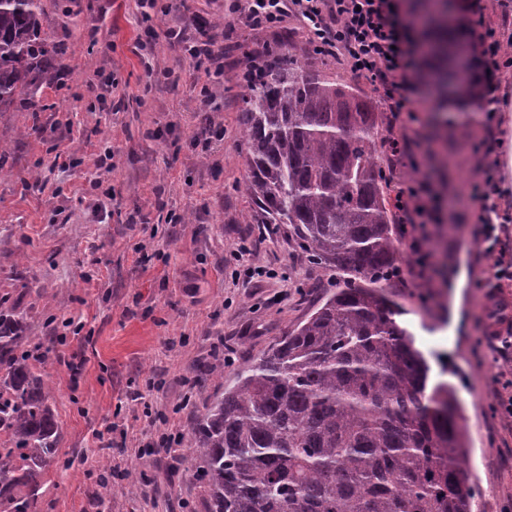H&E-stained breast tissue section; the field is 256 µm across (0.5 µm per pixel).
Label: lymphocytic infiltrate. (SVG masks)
Masks as SVG:
<instances>
[{
    "instance_id": "obj_1",
    "label": "lymphocytic infiltrate",
    "mask_w": 512,
    "mask_h": 512,
    "mask_svg": "<svg viewBox=\"0 0 512 512\" xmlns=\"http://www.w3.org/2000/svg\"><path fill=\"white\" fill-rule=\"evenodd\" d=\"M236 11L251 29L279 32L288 17L297 18L307 42L317 54L340 57L351 74L369 83L379 93L393 118L411 111L408 92L412 84L414 45L410 25L399 15L396 0H236ZM169 40L182 44L195 63L194 81L206 102L214 97L208 87L214 73L212 64L223 56L209 28H197L187 36L184 26L167 31ZM469 53L493 72H512V52L500 30L484 28L468 47ZM478 204L477 222L485 254L498 251L502 234L512 224V213L500 210L495 198L498 184L491 167H482L467 185ZM397 209L402 223L432 224L436 214L424 182L400 190Z\"/></svg>"
}]
</instances>
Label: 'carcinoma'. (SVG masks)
<instances>
[{"label":"carcinoma","mask_w":512,"mask_h":512,"mask_svg":"<svg viewBox=\"0 0 512 512\" xmlns=\"http://www.w3.org/2000/svg\"><path fill=\"white\" fill-rule=\"evenodd\" d=\"M42 0H0V110L35 107L61 48L41 37ZM458 103L470 85L448 62ZM241 108L252 224H290L336 290L241 369L190 433L207 512H471L476 486L454 389L385 288L401 270L375 113L351 87L290 56L248 83ZM14 315L0 312V507L36 512L57 453L50 388Z\"/></svg>","instance_id":"cac0c4a2"}]
</instances>
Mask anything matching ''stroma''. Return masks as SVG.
Wrapping results in <instances>:
<instances>
[{"label": "stroma", "instance_id": "obj_1", "mask_svg": "<svg viewBox=\"0 0 512 512\" xmlns=\"http://www.w3.org/2000/svg\"><path fill=\"white\" fill-rule=\"evenodd\" d=\"M398 0L403 17L427 10L462 32L463 69L482 100L484 66L467 57L473 15L512 33L499 0ZM231 0L192 9L233 51L203 103L193 67L166 31L179 0H157L152 44L142 45L136 0H43L42 36L60 46L40 112H0V310L20 318L44 356L58 432L57 460L42 476L39 512H207L185 439L236 373L303 320L335 280L312 266L287 224H250L253 206L240 108L243 72L258 53L323 64L375 107L380 174L393 189L426 180L438 221L435 265L415 272L411 237L395 230L402 274L387 293L400 325L452 385L469 434L478 493L472 512H512V417L496 409L512 382V326L490 336L487 286L494 260L478 237V206L462 186L492 165L500 204L512 210V111L492 123L441 109L443 85L418 57L414 100L432 101L422 123L391 124L379 94L345 62L316 54L297 18L282 34L243 26ZM223 125L211 149L195 138ZM416 142L415 166L396 164L386 140ZM112 168L98 167L104 151ZM178 223H171V216ZM171 452H151L162 434Z\"/></svg>", "mask_w": 512, "mask_h": 512}]
</instances>
